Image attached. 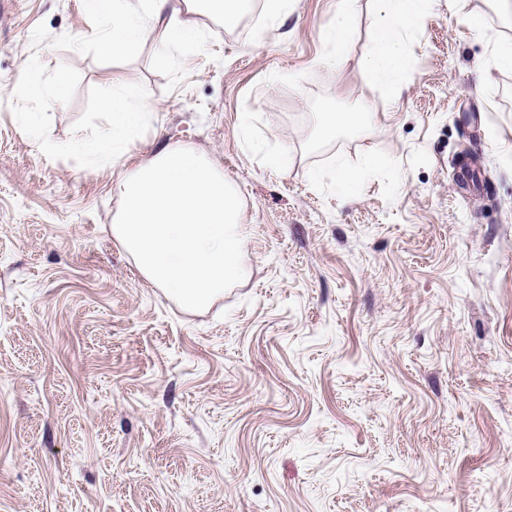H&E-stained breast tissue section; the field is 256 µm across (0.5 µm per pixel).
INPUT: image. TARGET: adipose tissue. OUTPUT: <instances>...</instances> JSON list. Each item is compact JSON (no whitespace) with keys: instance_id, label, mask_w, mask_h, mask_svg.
Masks as SVG:
<instances>
[{"instance_id":"adipose-tissue-1","label":"adipose tissue","mask_w":512,"mask_h":512,"mask_svg":"<svg viewBox=\"0 0 512 512\" xmlns=\"http://www.w3.org/2000/svg\"><path fill=\"white\" fill-rule=\"evenodd\" d=\"M237 0H84L89 14L106 17L99 43L104 51H135L144 26L158 30L169 43L190 44L197 38L194 15L207 14L232 20ZM376 22L373 45L361 65L379 86L403 83L409 60L403 49V31L425 15L432 0H374ZM110 128L106 136L83 143L96 164L107 166L123 153L131 135L152 116L150 105L136 100L125 77L112 78V93L101 103Z\"/></svg>"}]
</instances>
